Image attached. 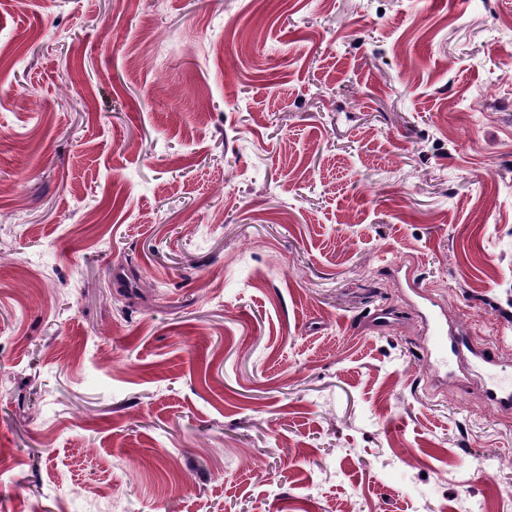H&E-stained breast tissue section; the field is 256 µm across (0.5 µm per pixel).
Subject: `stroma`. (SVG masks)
I'll use <instances>...</instances> for the list:
<instances>
[{"label": "stroma", "instance_id": "stroma-1", "mask_svg": "<svg viewBox=\"0 0 512 512\" xmlns=\"http://www.w3.org/2000/svg\"><path fill=\"white\" fill-rule=\"evenodd\" d=\"M510 56L512 0H0V512H512L423 320L512 366Z\"/></svg>", "mask_w": 512, "mask_h": 512}]
</instances>
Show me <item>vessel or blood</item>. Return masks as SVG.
Wrapping results in <instances>:
<instances>
[{"instance_id":"vessel-or-blood-1","label":"vessel or blood","mask_w":512,"mask_h":512,"mask_svg":"<svg viewBox=\"0 0 512 512\" xmlns=\"http://www.w3.org/2000/svg\"><path fill=\"white\" fill-rule=\"evenodd\" d=\"M426 330L430 338L428 355L442 363L468 359L483 368L485 380V398L488 405L496 411H512V385L506 381L507 373L499 368L493 351L474 345L470 334L461 325H448L438 316L426 320Z\"/></svg>"}]
</instances>
